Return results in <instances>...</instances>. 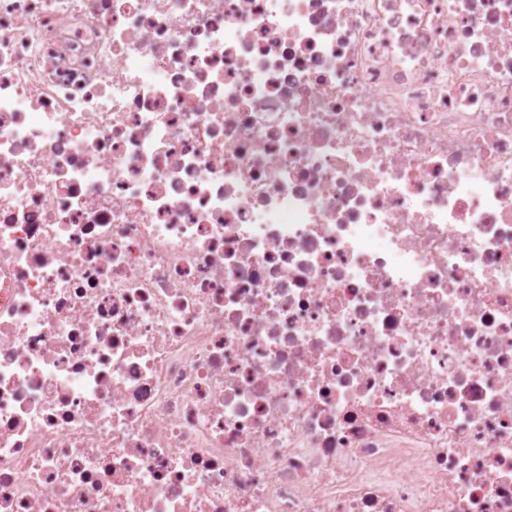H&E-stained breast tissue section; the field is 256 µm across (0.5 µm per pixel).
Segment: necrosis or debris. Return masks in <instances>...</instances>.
<instances>
[{"mask_svg":"<svg viewBox=\"0 0 512 512\" xmlns=\"http://www.w3.org/2000/svg\"><path fill=\"white\" fill-rule=\"evenodd\" d=\"M0 512H512V0H0Z\"/></svg>","mask_w":512,"mask_h":512,"instance_id":"necrosis-or-debris-1","label":"necrosis or debris"}]
</instances>
